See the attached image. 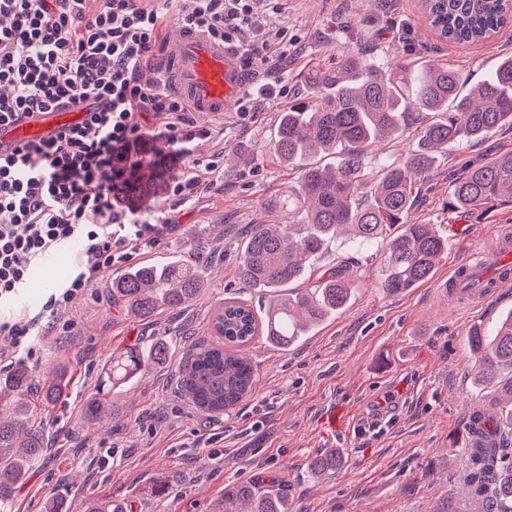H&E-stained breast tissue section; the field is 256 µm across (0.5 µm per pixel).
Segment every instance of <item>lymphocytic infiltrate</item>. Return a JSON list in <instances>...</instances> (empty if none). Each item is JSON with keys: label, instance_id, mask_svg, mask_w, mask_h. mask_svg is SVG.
I'll list each match as a JSON object with an SVG mask.
<instances>
[{"label": "lymphocytic infiltrate", "instance_id": "obj_1", "mask_svg": "<svg viewBox=\"0 0 512 512\" xmlns=\"http://www.w3.org/2000/svg\"><path fill=\"white\" fill-rule=\"evenodd\" d=\"M87 2L0 0V124L89 107L81 123L0 157V307L26 287L34 264L83 243L72 275L41 312L0 318V335L12 342L0 361L31 355L45 313L67 310L154 232L159 215L121 207L117 195L146 141L163 142L180 166L171 196L197 187L183 162L211 134L191 130L189 105L168 93L152 63L164 17L174 14L239 56L250 80L241 118L275 97L269 61L288 54L280 22L288 0H98L93 10Z\"/></svg>", "mask_w": 512, "mask_h": 512}]
</instances>
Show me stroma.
I'll return each instance as SVG.
<instances>
[{
	"label": "stroma",
	"mask_w": 512,
	"mask_h": 512,
	"mask_svg": "<svg viewBox=\"0 0 512 512\" xmlns=\"http://www.w3.org/2000/svg\"><path fill=\"white\" fill-rule=\"evenodd\" d=\"M283 23L296 41L287 57L272 62L283 94L240 125L232 111L224 126L190 113L194 129H209L213 142L224 144L217 168L205 164L211 145L201 147L202 162L192 168L200 192L178 208L168 195L154 198L167 218L156 243L115 263L51 318L28 364L44 378L66 368L72 383L65 403H33L29 422L48 448L18 488L14 512H45L51 498L64 499L67 512H85L91 498L122 501L126 512H214L225 487L261 480L287 485L288 512H483L464 490L466 423L490 395L472 383L467 333L474 326L493 332L512 312V284L484 306L454 310L438 280L487 247L500 225H512V209L464 216L448 208L455 174L512 150L510 129L449 146L422 181L410 219L435 225L448 240L433 279L387 292L384 244L338 237L313 267L320 273L349 264L355 293L345 310L288 351L261 337L245 346L255 381L223 414L201 412L177 390L186 350L218 340L211 324L218 302L239 296L256 310L267 305V293L237 279L236 259L249 226L288 221L280 202L300 172L281 162L273 141L279 112L311 93L307 70L335 66L341 54L355 51L381 66L404 59L450 64L473 84L512 52V22L491 39L457 44L438 37L419 0H290ZM81 249L77 242L35 264L14 312L39 311ZM172 255L210 263L209 286L190 307L145 319L113 307L112 280L128 264ZM157 338L172 345L166 364L112 392V417L85 423L84 406L112 355ZM331 411L341 423L334 431L325 424ZM330 450L341 465L310 470V460ZM162 483L168 489L160 496L155 487Z\"/></svg>",
	"instance_id": "1"
}]
</instances>
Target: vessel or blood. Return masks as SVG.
Wrapping results in <instances>:
<instances>
[{
  "label": "vessel or blood",
  "instance_id": "1",
  "mask_svg": "<svg viewBox=\"0 0 512 512\" xmlns=\"http://www.w3.org/2000/svg\"><path fill=\"white\" fill-rule=\"evenodd\" d=\"M171 87L193 110L220 116L237 103L247 81L238 55L204 33L179 28L167 39L158 56ZM82 110L34 112L20 122L0 125V153H8L23 142L55 136L67 125L80 122ZM453 299L477 305L493 298L512 282V228L502 227L491 246L473 261L448 273Z\"/></svg>",
  "mask_w": 512,
  "mask_h": 512
}]
</instances>
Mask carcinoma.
<instances>
[{
    "mask_svg": "<svg viewBox=\"0 0 512 512\" xmlns=\"http://www.w3.org/2000/svg\"><path fill=\"white\" fill-rule=\"evenodd\" d=\"M431 25L456 43H475L500 33L512 17V0H424ZM307 83L314 95L279 113L273 149L282 162L297 166L301 175L288 213L297 223L272 230L252 227L242 245L236 275L248 288L275 293L262 318L248 304L226 300L212 316L214 331L224 345L195 344L185 353L177 389L208 414L238 404L253 384V367L241 348L261 334L288 350L325 316L346 308L353 294L346 266L327 269L311 288H296L305 262L345 232L363 243L381 241L384 287L390 293L429 280L447 250V240L431 224H412L409 214L419 195L418 178L427 173L436 153L458 141L481 142L503 127L512 130V55L502 58L492 76L469 92L461 89L458 72L447 64L398 61L384 70L367 57L346 53L336 66L311 67ZM420 121L418 146L406 160L368 172L367 150L394 140L410 116ZM324 155L338 161L322 165ZM171 177L159 162L138 165L130 179L129 198L158 194ZM512 208V151L487 162L466 165L453 178L448 208L459 214H486ZM208 286L206 270L187 260L147 263L112 279V305L147 318L161 309H180ZM476 356L474 383L493 387L487 417L493 445L468 449L465 484L473 499L497 512H512V312L495 334L478 327L468 332ZM171 343L136 346L112 356L105 382L112 389L131 383L136 374L166 361ZM69 380L57 370L39 380L20 363L0 375V405L15 415L0 416V512H12L14 494L24 476L45 452L37 428L25 424V408L16 398L36 389L48 402H62ZM108 405L90 400L84 419L103 420ZM285 485L272 480L261 486L242 482L224 490L219 512H286Z\"/></svg>",
    "mask_w": 512,
    "mask_h": 512,
    "instance_id": "carcinoma-1",
    "label": "carcinoma"
}]
</instances>
